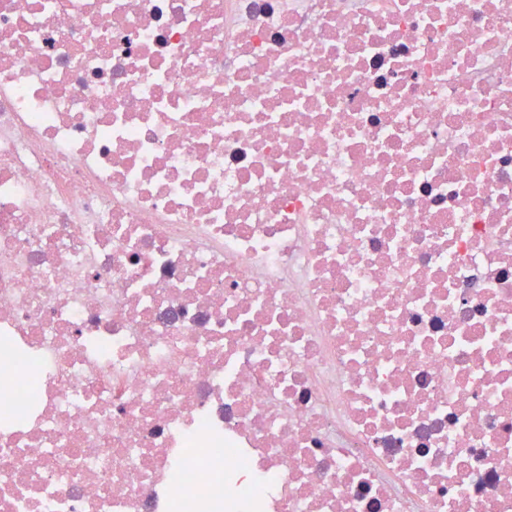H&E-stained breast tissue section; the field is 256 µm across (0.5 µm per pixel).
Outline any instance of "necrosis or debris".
<instances>
[{
	"label": "necrosis or debris",
	"instance_id": "necrosis-or-debris-1",
	"mask_svg": "<svg viewBox=\"0 0 512 512\" xmlns=\"http://www.w3.org/2000/svg\"><path fill=\"white\" fill-rule=\"evenodd\" d=\"M0 512H512V0H0Z\"/></svg>",
	"mask_w": 512,
	"mask_h": 512
}]
</instances>
